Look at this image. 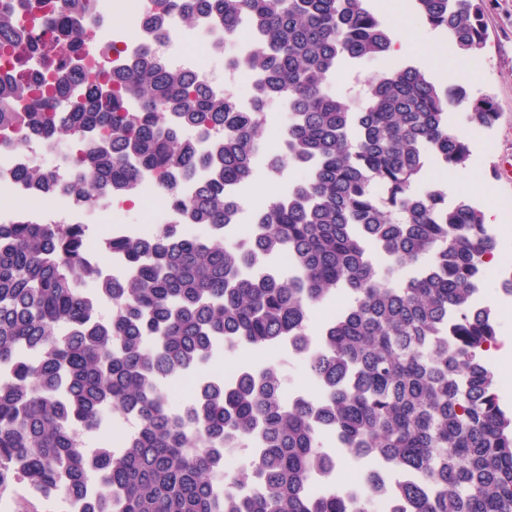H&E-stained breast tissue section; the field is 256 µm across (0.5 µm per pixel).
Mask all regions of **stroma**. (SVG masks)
Wrapping results in <instances>:
<instances>
[{"instance_id": "stroma-1", "label": "stroma", "mask_w": 512, "mask_h": 512, "mask_svg": "<svg viewBox=\"0 0 512 512\" xmlns=\"http://www.w3.org/2000/svg\"><path fill=\"white\" fill-rule=\"evenodd\" d=\"M387 23L402 25L414 33L431 34L441 59L444 73L452 74L454 84L463 86L470 97L490 95L497 103L499 116L491 128L471 129L463 109L449 112L452 131L466 136L470 142L467 170L484 184L483 195L473 197L477 208L497 204L508 215L504 224L493 226L497 237V255L503 262L497 271L483 277L477 300L489 307L496 321V346L485 355L492 367H499L502 352L512 353V295L501 288L504 279L512 277V177L501 175L505 162H512V0H484L487 41L477 58L456 57L448 53V37L431 29L427 21L411 6L400 0H373ZM300 169L276 173L265 165H257L252 183L255 193L246 205L247 212L261 208L269 197L283 194L289 183L305 179Z\"/></svg>"}]
</instances>
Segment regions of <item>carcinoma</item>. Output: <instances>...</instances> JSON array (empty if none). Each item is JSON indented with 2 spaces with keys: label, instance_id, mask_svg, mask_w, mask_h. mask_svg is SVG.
<instances>
[{
  "label": "carcinoma",
  "instance_id": "carcinoma-1",
  "mask_svg": "<svg viewBox=\"0 0 512 512\" xmlns=\"http://www.w3.org/2000/svg\"><path fill=\"white\" fill-rule=\"evenodd\" d=\"M33 2L0 0V51L25 46L19 65L39 67L0 78V128L78 141V173L64 186L77 203L134 197L153 182L181 222L112 236L106 250L132 270L119 284L90 259L84 225L0 224V495L24 484L81 512H366L341 491L310 490L329 462L317 446L324 426L368 463L369 479L407 476L400 512H512V413L481 357L495 319L473 304L497 242L469 200L450 205L425 183L429 164L458 168L470 156L448 110L489 128L494 99L439 88L392 60L369 0H203L198 10L224 37L244 21L259 33L249 56L225 58L260 74L247 110L149 50L92 75L72 68L91 39L93 0H61L48 44L20 19ZM481 2L412 6L448 34L450 54L474 57ZM378 61L352 110L331 81ZM276 99L288 102L286 147L266 167L308 177L255 212L254 245L233 238L229 189L252 180ZM185 127L208 148L183 138ZM201 170L195 194L182 196L179 181ZM18 177L46 197L59 188L38 167ZM371 240L411 274L380 267ZM283 253L290 277L247 273ZM338 293L349 304L312 338L311 310ZM291 339L316 343L306 365L320 400L290 404L279 368L244 363L235 381L202 375L192 404L170 406L164 381L221 351L259 354ZM111 410L136 421L133 435L89 449L85 434ZM257 432L258 463L224 471V442Z\"/></svg>",
  "mask_w": 512,
  "mask_h": 512
}]
</instances>
